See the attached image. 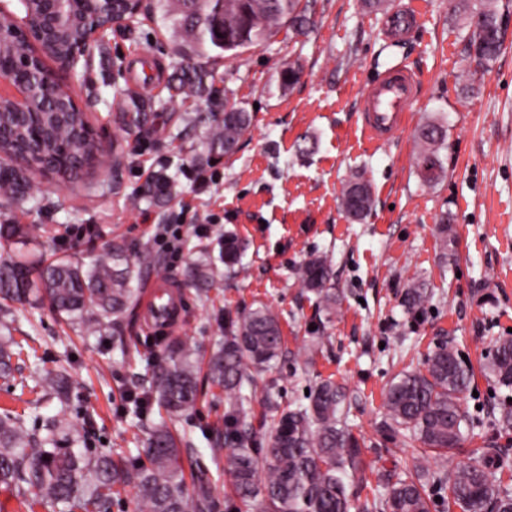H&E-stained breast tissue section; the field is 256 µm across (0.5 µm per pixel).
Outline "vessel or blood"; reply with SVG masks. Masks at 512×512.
Listing matches in <instances>:
<instances>
[{
    "mask_svg": "<svg viewBox=\"0 0 512 512\" xmlns=\"http://www.w3.org/2000/svg\"><path fill=\"white\" fill-rule=\"evenodd\" d=\"M420 17V9L412 2L390 11L385 28L391 36L401 38L417 28ZM421 86V75L403 64L379 74L364 94L360 112L364 137L377 145L393 141L409 125ZM183 298L179 284L174 281L167 278L153 281L143 306L145 322L161 334L175 331L183 321Z\"/></svg>",
    "mask_w": 512,
    "mask_h": 512,
    "instance_id": "vessel-or-blood-1",
    "label": "vessel or blood"
}]
</instances>
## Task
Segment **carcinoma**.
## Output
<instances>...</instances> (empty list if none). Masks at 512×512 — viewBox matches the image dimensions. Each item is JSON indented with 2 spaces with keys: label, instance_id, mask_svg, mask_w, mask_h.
Returning a JSON list of instances; mask_svg holds the SVG:
<instances>
[{
  "label": "carcinoma",
  "instance_id": "carcinoma-1",
  "mask_svg": "<svg viewBox=\"0 0 512 512\" xmlns=\"http://www.w3.org/2000/svg\"><path fill=\"white\" fill-rule=\"evenodd\" d=\"M163 26L179 36L176 53L183 61L171 74L165 88L168 101L190 97H213L211 65L238 57L288 26L295 30L308 23L301 0H154ZM66 25L52 49V57H63L69 46L83 38L82 7L64 4ZM473 28L468 45L469 60L487 70L499 57L503 42L499 33L501 15L495 0L467 13ZM33 53L23 41L0 46V78L9 61ZM71 89L59 85L58 104L47 103L36 113V121L19 118L8 109L0 111V158L27 149L47 161H55L59 178L72 181L90 173L98 153L87 142L90 127L84 112H72L67 103ZM143 100L127 98L121 115L125 128L141 129L149 119ZM223 118L210 129L209 150L221 157L232 155L250 131L253 115L243 106L224 99ZM419 158H440L446 140L445 128L427 122L417 132ZM175 180L149 178L146 196L162 198L173 193ZM30 184L25 175L0 168V200H24ZM341 208L360 221L371 207L369 183L361 177L348 181L340 198ZM46 234L43 224H0V240L26 246ZM243 246L232 233L224 235L218 259L229 271L240 272ZM214 259L204 250L187 270L199 297L209 299ZM131 256L116 248L87 264L63 255L44 262L26 252L0 255V315L15 303L34 304L46 300L68 324L87 335L102 326L117 324L134 300L130 288ZM300 283L314 296L318 312L336 314L339 299L333 288L330 261L313 257L296 271ZM426 289L406 290L405 305L412 313L427 301ZM19 342L0 336V378H14L12 357ZM283 353L278 314L268 306L224 315V344L206 365L210 386L224 395V433H216L214 447H224V473L231 478L235 496L255 512H430L424 483L448 489V512H512V488L495 472L512 471V459L501 448L483 453L480 459L451 470L433 473L419 468L430 453L445 456L457 449L474 428L473 419L461 408V396L473 380L472 366L446 343L438 344L425 361V369L401 372L385 391L387 420L385 435L413 448L412 466L394 483L366 477L360 440L346 424L347 392L331 378L318 381L306 397L308 403L281 406L276 384L262 385L263 413L258 425L249 420L252 397L243 393L256 385L257 377ZM198 349L188 340H173L163 353L149 362L152 386L130 391V411L142 417L150 405L163 414L159 420L141 423L146 430L144 448L137 461L127 462L119 453L88 455L75 451L80 430L57 415L47 417L42 433L31 432L22 415L0 416V485L18 490L22 504L31 509L27 494L42 497L60 507L59 512H101L102 506L119 494V487L137 490L136 512H210L212 502L206 485L189 494L184 479L182 448L189 440L180 436L176 423L192 410L199 398ZM483 371L495 385L512 391V338L497 342ZM69 376L55 369L34 372L31 391L40 400L67 404ZM498 434L512 432V404L503 403L494 418ZM360 481L372 496L355 503L351 483Z\"/></svg>",
  "mask_w": 512,
  "mask_h": 512
}]
</instances>
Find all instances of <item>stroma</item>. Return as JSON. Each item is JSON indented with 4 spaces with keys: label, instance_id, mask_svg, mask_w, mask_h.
<instances>
[{
    "label": "stroma",
    "instance_id": "35a3bbf8",
    "mask_svg": "<svg viewBox=\"0 0 512 512\" xmlns=\"http://www.w3.org/2000/svg\"><path fill=\"white\" fill-rule=\"evenodd\" d=\"M418 2L417 29L391 40L384 35V14L364 10L359 0H310L306 32L281 30L214 65L217 86L253 111L254 127L235 154L211 162L202 174L196 163L209 154L211 106L204 97L169 106L163 83L144 81L150 67L168 74L180 64L173 38L155 21L101 34L90 47L89 70H61L47 59L106 152L79 182L32 172L30 193L38 207H0V224L47 225L45 254H74L86 262L115 245L132 254L149 248L159 263L144 270L140 289L161 276L182 283L185 319L173 336L205 354L223 340L226 312L266 304L280 316L285 355L264 377L277 382L282 402L304 400L322 377L345 385L352 396L348 424L365 441L368 470L394 473L411 450L381 432L387 418L382 393L391 378L404 368H423L444 341L479 367L512 331V36L488 72L461 84L470 30L458 0ZM401 60L424 76L420 99L410 125L392 144L378 147L364 138L357 111L366 84ZM290 63L301 74L283 92L278 75ZM131 94L151 106L139 132L114 120ZM429 120L448 130L440 151L445 176L432 187L418 177L416 147L417 129ZM151 171L176 179L174 199L143 200ZM359 171L371 184L373 203L357 222L341 210L339 197ZM447 212L455 234L449 249L436 232ZM158 224L181 226L179 255L155 242ZM227 231L245 244V271L215 269L210 299L201 301L184 281L190 249L216 246ZM315 256L332 262L339 307L331 317L316 311L296 278L299 266ZM415 284L428 288L430 297L411 314L403 299ZM7 322L15 340L36 351L15 359L21 373L36 362L62 367L73 386L66 409L50 403L37 411L28 406L34 393L0 379V413H24L30 428L41 415L61 413L85 425L81 449L87 454L114 450L137 457L141 432L127 408L128 393L150 381L144 360L166 344L147 327L141 307L88 338L45 303L14 305ZM314 342L320 348L300 370L294 355ZM125 346L138 348L142 361H125ZM199 389L195 410L180 423L191 438L183 453L186 486L196 492L201 477H208L212 512H226L230 479L218 473L207 440L224 428V401L207 383ZM504 395L493 382L477 379L474 393L462 401L476 427L453 455L429 456L425 466L436 471L473 461L494 442L512 449V438L495 439L490 425Z\"/></svg>",
    "mask_w": 512,
    "mask_h": 512
}]
</instances>
